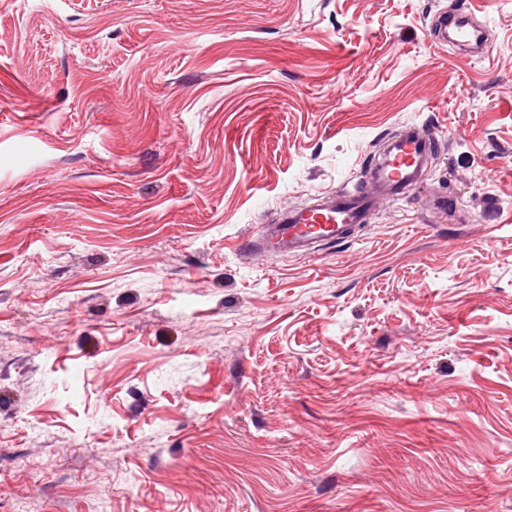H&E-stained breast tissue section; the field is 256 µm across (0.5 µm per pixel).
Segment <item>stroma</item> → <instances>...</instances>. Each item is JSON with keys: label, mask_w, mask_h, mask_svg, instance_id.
Listing matches in <instances>:
<instances>
[{"label": "stroma", "mask_w": 512, "mask_h": 512, "mask_svg": "<svg viewBox=\"0 0 512 512\" xmlns=\"http://www.w3.org/2000/svg\"><path fill=\"white\" fill-rule=\"evenodd\" d=\"M0 0V512H512V0ZM412 125L342 244L246 254ZM465 9L467 11H460L457 15L438 16L430 28L431 37H438L444 41H448L449 37L452 43L459 46L472 47L475 42L476 46H479L477 40L482 30L471 25L469 20V16L475 15V8L469 4Z\"/></svg>", "instance_id": "1"}]
</instances>
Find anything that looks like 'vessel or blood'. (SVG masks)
I'll use <instances>...</instances> for the list:
<instances>
[{
	"label": "vessel or blood",
	"mask_w": 512,
	"mask_h": 512,
	"mask_svg": "<svg viewBox=\"0 0 512 512\" xmlns=\"http://www.w3.org/2000/svg\"><path fill=\"white\" fill-rule=\"evenodd\" d=\"M480 33L465 11L440 15L430 28L431 36L459 46L473 45ZM436 142L435 134L423 135L409 127L390 146L388 160L372 171L365 189L321 193L315 204L283 212L275 223L265 225L260 250L304 254L321 243L345 242L357 227L369 222L377 198H402L419 181L423 162Z\"/></svg>",
	"instance_id": "obj_1"
}]
</instances>
